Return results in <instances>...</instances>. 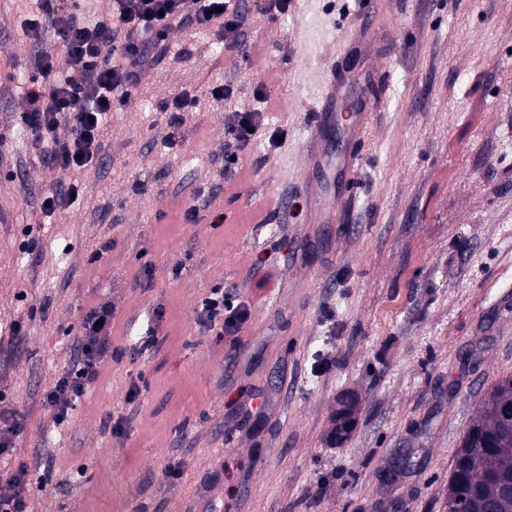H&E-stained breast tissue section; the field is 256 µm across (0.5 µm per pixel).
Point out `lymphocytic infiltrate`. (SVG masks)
I'll return each instance as SVG.
<instances>
[{
    "instance_id": "1",
    "label": "lymphocytic infiltrate",
    "mask_w": 512,
    "mask_h": 512,
    "mask_svg": "<svg viewBox=\"0 0 512 512\" xmlns=\"http://www.w3.org/2000/svg\"><path fill=\"white\" fill-rule=\"evenodd\" d=\"M37 11L29 22L33 37L53 32L64 56L38 58L27 83L23 130L44 166L75 172L97 161L115 92L142 83L149 56L172 26L216 27L232 47L244 15L239 0H112L110 19L96 21L79 17L70 0H38ZM113 316L105 303L82 315L74 337L76 359L43 395L54 425L68 421L75 401L96 384L112 358ZM248 319L246 305L220 286L197 307L198 322L220 339H238Z\"/></svg>"
}]
</instances>
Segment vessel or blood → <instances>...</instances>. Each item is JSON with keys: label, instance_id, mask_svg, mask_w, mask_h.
Instances as JSON below:
<instances>
[{"label": "vessel or blood", "instance_id": "1", "mask_svg": "<svg viewBox=\"0 0 512 512\" xmlns=\"http://www.w3.org/2000/svg\"><path fill=\"white\" fill-rule=\"evenodd\" d=\"M350 89L347 72L329 70L322 104L309 125L302 190L311 224L335 223L337 215L348 210L349 201L337 195L336 185L342 178L356 177L362 166L358 146L370 114L363 108L345 111Z\"/></svg>", "mask_w": 512, "mask_h": 512}]
</instances>
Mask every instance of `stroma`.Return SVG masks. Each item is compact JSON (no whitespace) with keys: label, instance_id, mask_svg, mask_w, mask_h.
<instances>
[{"label":"stroma","instance_id":"stroma-1","mask_svg":"<svg viewBox=\"0 0 512 512\" xmlns=\"http://www.w3.org/2000/svg\"><path fill=\"white\" fill-rule=\"evenodd\" d=\"M364 6L378 19L369 62L355 0L284 13L245 0L231 49L212 28L171 31L114 107L99 166L73 173L40 164L21 130L35 57L63 48L26 35L34 0H0V401L23 419L0 467L28 462V512H448L455 450L512 374V0ZM335 65L356 76L351 100L374 104L364 163L343 223L306 225L304 143ZM222 83L231 103L204 96ZM184 90L200 98L170 125L157 107ZM237 109L268 132L235 155ZM73 182L76 203L25 250L43 195ZM196 196L207 206L189 223ZM216 284L250 310L240 343L197 323ZM103 302L119 357L53 427L43 392L75 359L70 327ZM154 322L161 349L134 355ZM326 356L333 370L316 375ZM349 402L354 428L332 442ZM110 413L123 433L104 428Z\"/></svg>","mask_w":512,"mask_h":512}]
</instances>
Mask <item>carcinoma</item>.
Segmentation results:
<instances>
[{
    "mask_svg": "<svg viewBox=\"0 0 512 512\" xmlns=\"http://www.w3.org/2000/svg\"><path fill=\"white\" fill-rule=\"evenodd\" d=\"M512 480V375L500 377L480 402L451 463L448 512L462 503L478 508L484 500L496 512H512V493L502 482Z\"/></svg>",
    "mask_w": 512,
    "mask_h": 512,
    "instance_id": "obj_1",
    "label": "carcinoma"
}]
</instances>
